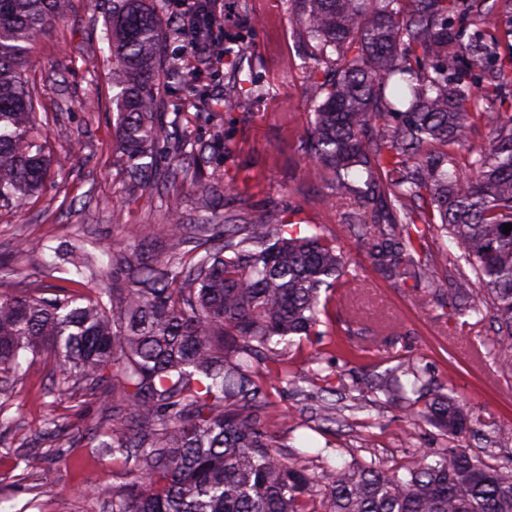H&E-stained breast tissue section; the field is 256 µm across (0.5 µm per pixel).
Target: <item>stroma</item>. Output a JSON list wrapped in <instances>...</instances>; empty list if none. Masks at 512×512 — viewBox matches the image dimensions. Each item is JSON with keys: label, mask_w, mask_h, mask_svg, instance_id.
Segmentation results:
<instances>
[{"label": "stroma", "mask_w": 512, "mask_h": 512, "mask_svg": "<svg viewBox=\"0 0 512 512\" xmlns=\"http://www.w3.org/2000/svg\"><path fill=\"white\" fill-rule=\"evenodd\" d=\"M224 28L215 40L238 33L237 53L251 59L269 86V95L242 109L224 104V60L208 49L183 46L174 34L168 0H155L165 25V56L189 73L192 87L167 82L161 89L169 130L185 141L187 155L215 149L202 183L223 190L233 181L235 209L265 204L300 206L302 219L341 240L359 281L339 313L372 330L368 336H337L329 357L333 371L387 368L400 363L427 367L458 400L483 414L500 448L512 450V371L494 359L472 363L471 345L492 339L489 322H460L420 290L380 278L353 239L344 235L343 209L320 204L323 185L313 164L298 151V139L311 118L306 86V49L296 37L291 0H249L254 25H246L237 0H216ZM101 0H72L68 14L40 34L29 49L24 77L34 86L40 118L53 158L42 194L14 209L0 208V293L31 294L63 287L53 266L55 247L90 242L99 260L138 243L159 249L162 221L175 205L196 218L199 189L180 185L131 198L123 191L124 156L113 123L112 58L105 39ZM45 244L31 251L27 242ZM52 360L44 352L24 361L26 375L11 403L0 413V512H98V497L121 483L122 468L93 452L91 435L108 410L90 392L70 397L52 391ZM278 443L289 451L334 442L338 450L314 460L317 473L373 459L392 468L414 453L446 444L437 429L408 422L400 407L367 404L350 412L348 424L319 434L303 427L288 430L289 417L305 403L293 394L272 392ZM52 470L55 482L40 496L38 479Z\"/></svg>", "instance_id": "35a3bbf8"}]
</instances>
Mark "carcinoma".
I'll list each match as a JSON object with an SVG mask.
<instances>
[{"instance_id": "cac0c4a2", "label": "carcinoma", "mask_w": 512, "mask_h": 512, "mask_svg": "<svg viewBox=\"0 0 512 512\" xmlns=\"http://www.w3.org/2000/svg\"><path fill=\"white\" fill-rule=\"evenodd\" d=\"M300 35L312 44L307 94L313 118L301 140L326 187L345 206L344 232L384 279L424 290L459 318H490L494 359L512 370V0H294ZM70 9V0H0V203L39 195L50 157L24 80L29 45ZM116 89L124 186L139 196L192 176L184 141L162 120L163 20L150 0H112L105 12ZM224 86L247 102L269 94L233 50ZM468 59L474 80L456 70ZM247 87H242V84ZM490 127L461 178L455 147ZM198 224L172 209L167 252L140 245L112 259L73 243L57 254L71 290L0 295V397L11 396L21 359L49 349L61 392L81 385L117 398L123 432L96 435V448L124 469L101 494L100 512H512V454L456 445L422 451L386 469L375 460L345 466L320 483L308 454L276 448L267 422L271 390L311 387L315 419L343 423L335 397L371 391L457 441L484 426L422 369L331 380L321 348L340 327L328 305L356 280L339 240L305 224L301 209L269 208L256 218L199 198ZM449 234L457 275L442 283L448 250L431 253V229ZM470 271H465L464 267ZM488 296L475 298L476 289ZM315 339L310 371L293 372L279 349ZM277 360L275 375L266 370Z\"/></svg>"}]
</instances>
